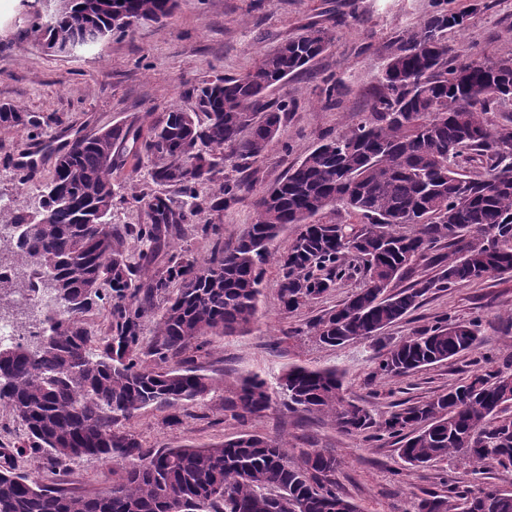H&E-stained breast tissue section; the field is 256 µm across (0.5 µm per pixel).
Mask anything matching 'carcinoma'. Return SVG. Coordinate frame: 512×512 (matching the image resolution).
Segmentation results:
<instances>
[{"label": "carcinoma", "mask_w": 512, "mask_h": 512, "mask_svg": "<svg viewBox=\"0 0 512 512\" xmlns=\"http://www.w3.org/2000/svg\"><path fill=\"white\" fill-rule=\"evenodd\" d=\"M175 7L176 0H69L45 33L67 55L114 34V14L159 22ZM459 18L437 12L395 42L368 111L261 191L253 222L235 242L224 244L216 224L196 225L215 237L207 259L172 251L165 271L150 274L161 246L194 217L255 191L253 182L236 180L216 195L201 193L223 172L224 152L246 163L275 140L288 103L269 93L331 46L328 29L310 25L240 76L204 80L197 110L171 109L145 137L115 126L77 137L57 154L39 210L12 215L16 228L31 226L16 236L17 257L38 266L40 290L57 306L46 310L35 343H0V407L25 432L21 444L0 453V512H170L174 499L181 512H360L331 479L338 466L332 455L306 450L290 461L282 442L252 433L203 448H145L116 425L148 407L209 394L217 379L194 357L172 360L253 324L271 261L288 311L316 302L344 280H361L343 303L310 324L326 346L380 339L432 288L512 274V126L488 118L495 105L512 99V56L459 59L447 38L462 26ZM462 69L465 85L456 79ZM450 98L457 101L451 112ZM0 125L25 128L34 121L3 104ZM473 155L482 158L483 171L471 175L459 159ZM126 156L150 177L134 197L149 222L135 228L110 221L112 175ZM339 209L367 223L326 219ZM288 225L296 228L288 250L271 251ZM130 237L146 246L137 266L126 251ZM442 240L453 252L430 256ZM419 259L429 261L434 274L418 288L393 291ZM104 299L111 321L107 333L96 336L85 315ZM483 343L478 322L444 315L384 347L373 376L444 363ZM344 378L334 366L292 364L277 377L276 390L288 409L326 416L344 433L371 430L375 438L396 439L401 457L415 467L462 459L478 470L512 468V366L474 372L382 420L345 398ZM271 401L268 381L253 374L224 398V410L244 421ZM26 454L39 455L52 469L96 457L122 465L125 476L108 490L75 496L16 472L14 459ZM446 486L414 504L416 512L428 503L435 512H512V493L461 488L451 480Z\"/></svg>", "instance_id": "1"}]
</instances>
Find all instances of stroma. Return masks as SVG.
I'll use <instances>...</instances> for the list:
<instances>
[{
  "label": "stroma",
  "instance_id": "1",
  "mask_svg": "<svg viewBox=\"0 0 512 512\" xmlns=\"http://www.w3.org/2000/svg\"><path fill=\"white\" fill-rule=\"evenodd\" d=\"M45 10L44 0H0V104L40 121L34 137L0 126V201L12 211H35L39 188L67 142L117 125L149 130L173 106L193 111L203 79L243 74L259 55L310 24L329 28L334 42L308 70L271 92V99L288 104L278 141L248 166L225 160L215 185L248 178L258 188L269 187L323 140L346 131L370 105L387 47L433 12L465 14L463 26L448 32V45L461 58L512 55V0H177L172 17L142 25L130 36L112 35L103 47L71 56L46 49ZM331 86L338 89L334 105L327 102ZM146 179L145 170L128 165L114 173L118 199L112 223H146L144 210L127 202ZM254 215L255 198L246 195L224 210L202 212L197 221L219 225L231 243ZM358 286V280L343 281L317 303L288 312L279 299L278 269L268 265L257 321L245 331L213 338L196 355L218 386L194 404L142 410L121 422L120 430L148 448L206 447L250 432L282 441L295 460L311 448L333 454L336 488L361 512H408L426 494L443 492L447 476L462 487L485 482L512 492V469L490 466L476 473L464 463L442 461L413 468L400 458L393 440L339 432L326 417L288 411L277 395L269 409L244 421L225 412L227 390L239 377L255 373L272 382L294 363L344 369L346 399L387 415L428 400L488 363L499 366L512 359V274L429 291L416 311L383 331L381 341L339 347L316 342L308 324ZM445 313L481 318L479 351L407 376L372 378L380 345L412 335ZM174 414L181 423L172 427L167 419ZM16 468L84 495L111 487L121 475L119 466L93 457L52 470L42 458L27 455L18 458Z\"/></svg>",
  "mask_w": 512,
  "mask_h": 512
}]
</instances>
